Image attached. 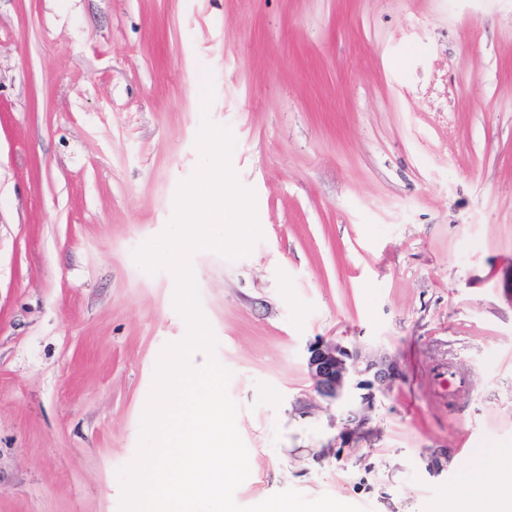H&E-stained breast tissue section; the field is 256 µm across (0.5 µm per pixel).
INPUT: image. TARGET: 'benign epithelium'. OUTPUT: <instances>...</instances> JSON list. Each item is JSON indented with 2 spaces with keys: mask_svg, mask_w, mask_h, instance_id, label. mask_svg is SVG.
<instances>
[{
  "mask_svg": "<svg viewBox=\"0 0 512 512\" xmlns=\"http://www.w3.org/2000/svg\"><path fill=\"white\" fill-rule=\"evenodd\" d=\"M316 392L333 402L345 403L348 383L356 378L357 385L368 390L362 401L374 399V390L386 391L399 375L396 361L387 355L370 357L355 350L325 341L313 343L306 360Z\"/></svg>",
  "mask_w": 512,
  "mask_h": 512,
  "instance_id": "1",
  "label": "benign epithelium"
}]
</instances>
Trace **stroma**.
Returning <instances> with one entry per match:
<instances>
[{
    "label": "stroma",
    "mask_w": 512,
    "mask_h": 512,
    "mask_svg": "<svg viewBox=\"0 0 512 512\" xmlns=\"http://www.w3.org/2000/svg\"><path fill=\"white\" fill-rule=\"evenodd\" d=\"M205 68L263 234L192 257L236 502L433 512L512 448V0H0V512H119L187 334L133 253L200 164ZM319 339L400 377L328 401Z\"/></svg>",
    "instance_id": "35a3bbf8"
}]
</instances>
